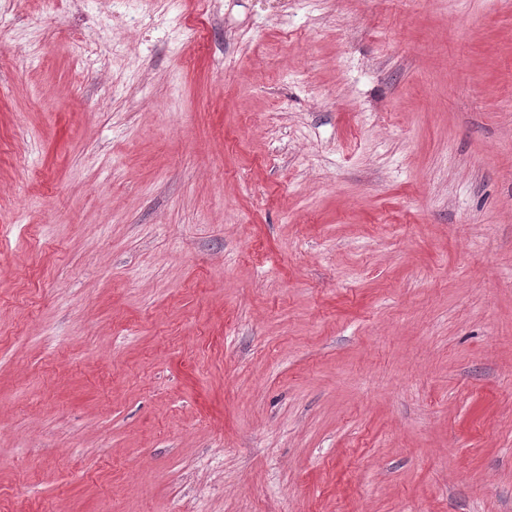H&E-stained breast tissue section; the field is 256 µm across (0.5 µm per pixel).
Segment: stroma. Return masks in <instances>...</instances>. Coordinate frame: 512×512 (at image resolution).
Masks as SVG:
<instances>
[{
  "mask_svg": "<svg viewBox=\"0 0 512 512\" xmlns=\"http://www.w3.org/2000/svg\"><path fill=\"white\" fill-rule=\"evenodd\" d=\"M0 512H512V0H0Z\"/></svg>",
  "mask_w": 512,
  "mask_h": 512,
  "instance_id": "1",
  "label": "stroma"
}]
</instances>
